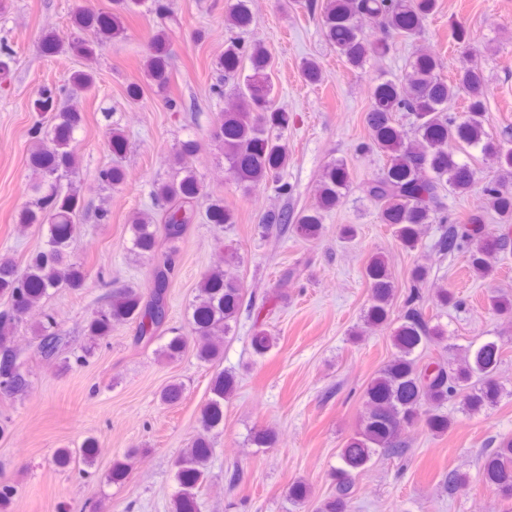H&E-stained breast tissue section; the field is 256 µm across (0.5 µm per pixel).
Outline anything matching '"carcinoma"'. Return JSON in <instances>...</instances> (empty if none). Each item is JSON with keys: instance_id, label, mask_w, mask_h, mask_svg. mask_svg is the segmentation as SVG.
Listing matches in <instances>:
<instances>
[{"instance_id": "cac0c4a2", "label": "carcinoma", "mask_w": 512, "mask_h": 512, "mask_svg": "<svg viewBox=\"0 0 512 512\" xmlns=\"http://www.w3.org/2000/svg\"><path fill=\"white\" fill-rule=\"evenodd\" d=\"M250 4L251 0H230L225 14L229 28L244 31L254 23ZM305 8L318 13L321 34L344 62L352 69H361L370 58L389 52L388 38L409 40L420 35L437 9V0H309ZM136 14L156 19L158 29L151 38L143 73L152 89L166 93L171 83L170 40L180 28V19L163 0H111V8L106 11L79 9L73 15V33L68 41L52 32L42 37L46 53L70 54L89 65L72 71L62 85L42 88L34 103L35 111L49 115V124L38 121L32 127L34 148L28 165L34 177L28 185V199L18 213V226L38 227L44 242L22 270L11 258L0 257V295L9 299V307L0 311L1 398L22 396L29 388L13 344L24 311L41 306L59 288L78 291L86 287L87 269L72 250L84 210L77 180V133L84 116L66 101L95 89L96 72L90 62L108 43L128 38L125 20ZM364 14L375 16L382 37L371 39L364 33L358 22ZM213 67L217 78L212 92L222 98L224 86L229 85L235 99L234 107L220 113L210 132L232 182L244 193L262 184L288 193V184L280 178L288 163L281 132L288 128L290 115L275 104L267 50L259 43L247 44L232 36ZM440 69L438 56L419 51L406 64L404 84L391 79L376 84L367 113L370 142L363 149L385 157L386 164L364 185L363 194L376 207L379 223L392 228L405 250L418 249L434 225L437 237L433 249L446 256L466 248L470 272L485 279L494 276L497 259L512 253V190L505 187V182L512 179V140L497 137L485 126L488 91L481 70L469 68L447 78ZM459 99L463 108L456 112L454 106ZM107 138L115 162L99 173L105 190L127 180V172L119 164L126 148L119 124H112ZM200 148L195 138L178 142L172 152L171 177L152 184L153 212L130 218L127 251L149 262L152 289L146 295L132 287L112 290L107 303L85 321L84 335L89 341L85 355H92L112 336L116 326L134 322L138 329L136 343L150 346L160 342L154 354L161 363H175L188 351L205 365L223 362L224 340L234 331L245 292L239 276L224 266L211 268L201 278L188 307L189 330L166 327L167 294L178 243L193 224L203 222L222 228L236 221L234 212L224 206L223 197L204 192L194 166ZM460 155L466 160H459ZM478 160L494 169V175L484 182L477 178L474 162ZM349 190V171L343 161L334 159L319 176L314 207L298 213L284 207L268 212L263 221L315 240L322 234L324 214L341 204ZM476 192L480 203L465 218L448 216L445 196L465 197ZM490 215L505 225V231L488 243L481 239V224ZM363 276L369 284L368 304L361 325L351 335L356 340L387 327L393 353L365 391L366 412L359 428L336 455L331 475L334 491L319 502L315 512H350L354 476L380 456L404 455V429L420 424L430 435L442 437L458 416L486 415L502 398L512 396V388L496 378L508 360V343L499 337L471 341L450 358L427 359L429 346L448 335L439 312L460 304L452 290H437L432 312L419 291L412 288L404 299L401 315L395 318L397 287L385 258L370 256ZM488 304L500 314H511L512 293L493 294ZM25 329L40 356L61 359L66 333L51 314L43 313ZM277 341L261 327L252 340L253 353L264 358ZM237 385V376L231 370L214 377L211 397L197 419L196 434L174 462L172 512H199V496L213 457L211 437L224 428V402ZM184 393L185 385L173 380L161 389L159 401L174 405ZM448 403L455 405V412H443ZM250 441L257 448H272L277 434L271 428L257 429ZM136 453L131 449L123 459L112 463V481L119 483L127 478L129 460ZM55 460L62 467L86 473L97 460L95 442L89 438L78 448H61ZM477 480L502 499L512 500V435L499 437L485 452ZM312 498V485L305 480L293 482L288 489V503L295 512H303Z\"/></svg>"}]
</instances>
